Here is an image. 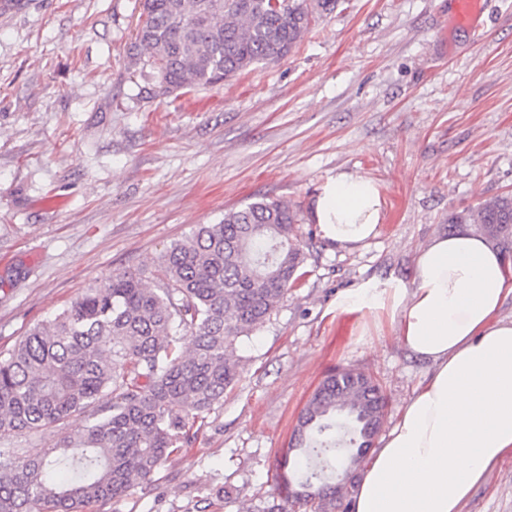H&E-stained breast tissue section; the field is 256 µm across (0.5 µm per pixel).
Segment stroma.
<instances>
[{"label":"stroma","mask_w":512,"mask_h":512,"mask_svg":"<svg viewBox=\"0 0 512 512\" xmlns=\"http://www.w3.org/2000/svg\"><path fill=\"white\" fill-rule=\"evenodd\" d=\"M140 0H25L0 12V351L126 270L156 285L161 255L262 198L299 209L305 275L239 338L236 385L191 445L88 512H260L297 416L324 377L355 368L389 398L390 430L425 363L385 312L336 308L365 281L412 284L448 220L512 194V0L477 28L448 0H339L281 61L161 94L133 47ZM371 178L383 220L328 241L311 204L329 176ZM87 422L8 440L24 455ZM462 512H512V456Z\"/></svg>","instance_id":"obj_1"}]
</instances>
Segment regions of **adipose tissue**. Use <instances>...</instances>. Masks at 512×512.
Here are the masks:
<instances>
[{
    "mask_svg": "<svg viewBox=\"0 0 512 512\" xmlns=\"http://www.w3.org/2000/svg\"><path fill=\"white\" fill-rule=\"evenodd\" d=\"M336 244L357 247L382 218L369 178L339 172L313 202ZM412 285L346 291L344 311H386L404 347L431 371L384 436L351 499L352 512H462L473 489L512 455V322L492 316L512 296L498 248L459 230L433 238L415 260Z\"/></svg>",
    "mask_w": 512,
    "mask_h": 512,
    "instance_id": "obj_1",
    "label": "adipose tissue"
}]
</instances>
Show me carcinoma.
I'll return each instance as SVG.
<instances>
[{"label":"carcinoma","mask_w":512,"mask_h":512,"mask_svg":"<svg viewBox=\"0 0 512 512\" xmlns=\"http://www.w3.org/2000/svg\"><path fill=\"white\" fill-rule=\"evenodd\" d=\"M338 0H141L136 47L163 94L209 87L260 63H276L308 33L313 15ZM297 211L265 198L200 224L172 244L149 288L119 273L30 328L0 354V438L45 430L75 413L88 423L54 448L19 457L0 448V512H86L126 496L192 442L206 414L240 376L229 351L297 287L304 253L292 245ZM512 236V198L496 196L450 219ZM387 407L369 374H329L293 434L305 470L277 475L286 499L333 512Z\"/></svg>","instance_id":"carcinoma-1"}]
</instances>
